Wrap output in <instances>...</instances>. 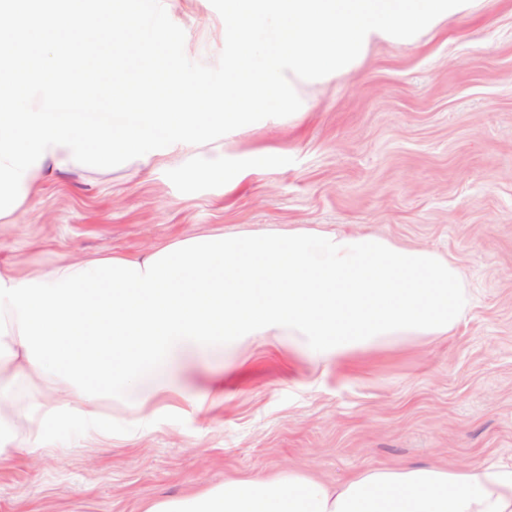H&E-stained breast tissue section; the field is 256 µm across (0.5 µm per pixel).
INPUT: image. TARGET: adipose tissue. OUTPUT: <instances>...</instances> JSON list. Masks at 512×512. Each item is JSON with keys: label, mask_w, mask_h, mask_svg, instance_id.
I'll return each instance as SVG.
<instances>
[{"label": "adipose tissue", "mask_w": 512, "mask_h": 512, "mask_svg": "<svg viewBox=\"0 0 512 512\" xmlns=\"http://www.w3.org/2000/svg\"><path fill=\"white\" fill-rule=\"evenodd\" d=\"M462 274L446 254L369 230L239 225L46 270L0 266V447H57L65 427L145 433L159 404L207 407L176 374L216 345L253 343L331 365L463 320ZM142 512H512V461L369 467L341 481L309 470L231 477Z\"/></svg>", "instance_id": "adipose-tissue-1"}]
</instances>
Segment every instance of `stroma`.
Returning <instances> with one entry per match:
<instances>
[{
	"mask_svg": "<svg viewBox=\"0 0 512 512\" xmlns=\"http://www.w3.org/2000/svg\"><path fill=\"white\" fill-rule=\"evenodd\" d=\"M171 19L187 57L216 65L224 22L210 0H175ZM310 95L296 133L258 122L219 153L48 176L0 227V262L138 252L242 224L367 227L453 257L464 320L438 346L360 354L354 369L271 346L242 366L201 358L182 385L219 395L208 417L166 409L132 442L59 430L66 453L0 460V512H140L232 475L512 458V0L419 44L376 46ZM258 151L265 166L225 195V158Z\"/></svg>",
	"mask_w": 512,
	"mask_h": 512,
	"instance_id": "stroma-1",
	"label": "stroma"
}]
</instances>
